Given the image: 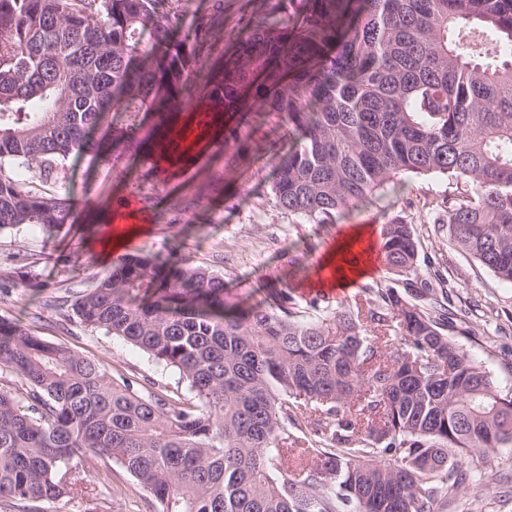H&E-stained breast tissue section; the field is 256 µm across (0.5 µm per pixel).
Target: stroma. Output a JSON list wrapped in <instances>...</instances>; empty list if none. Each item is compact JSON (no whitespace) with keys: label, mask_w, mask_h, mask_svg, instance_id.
<instances>
[{"label":"stroma","mask_w":512,"mask_h":512,"mask_svg":"<svg viewBox=\"0 0 512 512\" xmlns=\"http://www.w3.org/2000/svg\"><path fill=\"white\" fill-rule=\"evenodd\" d=\"M243 0H224V30L190 73L188 83L201 88L209 66L223 58L245 34ZM237 143L214 140L191 161L177 167L155 162L144 153H128L115 164L87 155L69 160L64 179L50 192L69 198L72 214L61 229L49 232L24 224L0 232V261L14 253L34 261L39 275L29 286L0 284V315L29 324L33 332L71 350L99 359L111 374L149 379L169 394L186 393L172 368L119 337L85 328L47 309L52 292L81 293L123 254H166L180 241L187 257L224 278L231 302L256 304L269 289L287 288L298 301L320 296L313 272L345 227L366 224L379 232L398 214L414 225L421 246L419 278L440 271L450 289L448 299L461 316L449 333L503 387L512 386V283L504 282L456 247L447 230L435 224L422 201L441 203L448 193L443 177H399L395 186L330 226L302 224L276 205L269 189L275 154L287 152L283 129L271 121L239 124ZM141 203L139 213L120 229L130 232L121 251L104 253L102 221L122 210L128 198ZM475 480L464 492L448 491L440 512H512V450L475 453L465 461ZM113 481L125 491L104 512H149V493L110 462L88 471L84 483L99 490Z\"/></svg>","instance_id":"obj_1"}]
</instances>
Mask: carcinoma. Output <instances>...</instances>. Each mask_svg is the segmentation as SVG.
<instances>
[{
	"mask_svg": "<svg viewBox=\"0 0 512 512\" xmlns=\"http://www.w3.org/2000/svg\"><path fill=\"white\" fill-rule=\"evenodd\" d=\"M221 26L176 29L171 0H0V232L51 233L71 210L8 164L46 185L89 153L149 144L179 161L210 141L211 114H274L292 143L271 185L281 210L335 224L402 175H440L437 223L512 282V0H281L193 94L187 76ZM186 105L199 121L177 128ZM419 245L403 217L382 225L393 284L352 307L315 298L302 313L285 288L230 303L175 240L47 300L176 370L186 395L0 316V512L84 497L105 459L155 512H438V482L462 492L468 456L512 447V387L448 335L444 286L425 302L437 292L415 280ZM9 260L0 281L37 277Z\"/></svg>",
	"mask_w": 512,
	"mask_h": 512,
	"instance_id": "carcinoma-1",
	"label": "carcinoma"
}]
</instances>
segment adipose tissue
I'll return each instance as SVG.
<instances>
[{
  "label": "adipose tissue",
  "instance_id": "adipose-tissue-1",
  "mask_svg": "<svg viewBox=\"0 0 512 512\" xmlns=\"http://www.w3.org/2000/svg\"><path fill=\"white\" fill-rule=\"evenodd\" d=\"M360 247L364 253H372V235L365 226H358L341 233L335 246L330 248L320 260L317 270L320 274L318 284L323 288L344 289L354 287L359 278L365 277L374 268L372 262H364L353 266L339 267L338 256Z\"/></svg>",
  "mask_w": 512,
  "mask_h": 512
}]
</instances>
